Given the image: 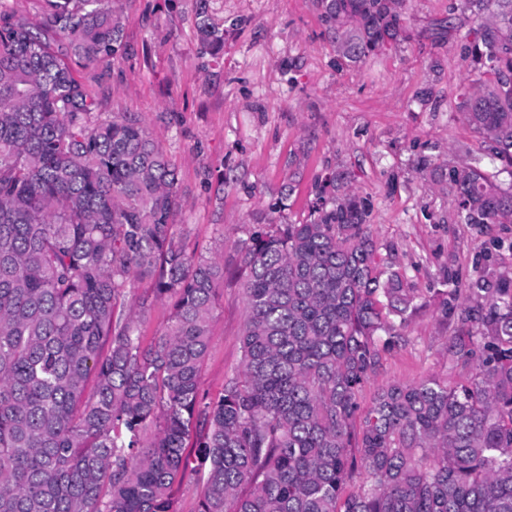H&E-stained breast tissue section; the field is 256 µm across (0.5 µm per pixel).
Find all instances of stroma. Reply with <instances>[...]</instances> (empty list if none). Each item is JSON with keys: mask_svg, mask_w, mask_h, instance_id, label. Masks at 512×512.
<instances>
[{"mask_svg": "<svg viewBox=\"0 0 512 512\" xmlns=\"http://www.w3.org/2000/svg\"><path fill=\"white\" fill-rule=\"evenodd\" d=\"M124 49L101 77L73 63L103 115L130 112L175 163L176 222L189 250L223 258L200 390L207 399L242 371L246 319L240 246L252 225L298 222L326 174H348L372 203L377 257L404 272L419 308L358 393L368 407L389 383L469 384L473 370L444 350L456 314L444 293L483 272H512V223L464 224L452 168L476 167L512 193V165L495 157L458 110L475 77L465 0H409L406 38L364 61L340 57L313 0H207L224 30L210 54L196 0H115ZM173 487L176 512L203 495L195 436Z\"/></svg>", "mask_w": 512, "mask_h": 512, "instance_id": "stroma-1", "label": "stroma"}]
</instances>
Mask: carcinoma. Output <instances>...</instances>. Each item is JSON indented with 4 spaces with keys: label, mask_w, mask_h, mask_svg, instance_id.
<instances>
[{
    "label": "carcinoma",
    "mask_w": 512,
    "mask_h": 512,
    "mask_svg": "<svg viewBox=\"0 0 512 512\" xmlns=\"http://www.w3.org/2000/svg\"><path fill=\"white\" fill-rule=\"evenodd\" d=\"M39 23L0 10V512H174L197 425L208 464L199 512H512V275L448 291L464 314L448 361L467 385L394 382L359 413L357 393L396 346L417 295L377 260L371 204L315 187L306 219L256 224L244 242L243 370L206 401L199 377L224 264L177 231V170L131 114L98 116L68 58L108 69L123 48L112 0H42ZM406 0H315L340 56L357 63L405 38ZM466 46L481 84L466 122L512 163V0H472ZM210 51L224 30L200 0ZM467 224L512 222V193L452 169ZM172 300L142 344L148 297ZM94 387L84 396L88 380ZM372 483L340 499L357 468ZM250 486L249 494L241 488Z\"/></svg>",
    "instance_id": "cac0c4a2"
}]
</instances>
